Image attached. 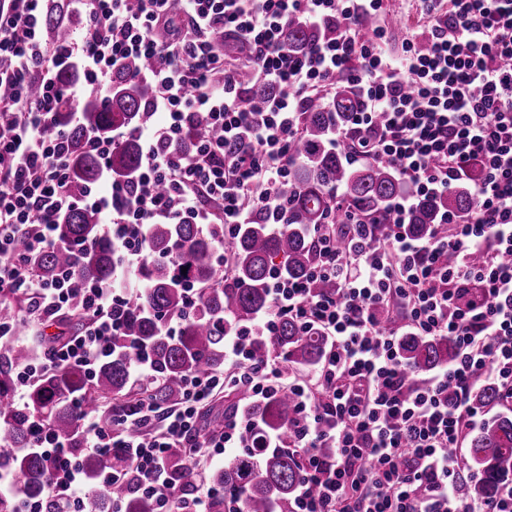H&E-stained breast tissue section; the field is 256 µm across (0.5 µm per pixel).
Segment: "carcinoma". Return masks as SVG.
Returning <instances> with one entry per match:
<instances>
[{
    "instance_id": "cac0c4a2",
    "label": "carcinoma",
    "mask_w": 512,
    "mask_h": 512,
    "mask_svg": "<svg viewBox=\"0 0 512 512\" xmlns=\"http://www.w3.org/2000/svg\"><path fill=\"white\" fill-rule=\"evenodd\" d=\"M342 21L332 26L314 28L298 20L288 22L284 38L288 46L303 52L322 40L332 38ZM44 30L51 43L67 41L73 31V13L68 0H48L45 5ZM239 80L247 88L243 106L260 111L273 90L254 80L244 71ZM153 87L142 79H131L127 72L116 74L111 95L103 100L89 96L74 104L61 102L56 125L65 132L68 145L69 176L77 186L100 181L104 170L128 175L137 170L141 145L131 137L112 151L108 165L86 148L90 136L106 138L115 127L132 129L144 119L146 103ZM357 107V99L343 78H336V93L329 102L315 101L301 110L303 138L297 145L299 162L292 172L294 188L292 205L288 207V226L273 234L260 222L243 224L229 241L234 259L232 282L224 278L211 261L214 238L205 235L196 224H153L148 230L151 259L138 270L139 286L123 317L124 335L113 340L112 356L101 362L88 376L76 368L51 369L43 373L30 389L23 408L13 402L16 369L30 357L27 346H0V441L17 452L0 456V466L12 470L20 479L22 492L30 498L47 495L46 462L28 450L31 434L27 419L43 416L55 435L66 440L80 454V464L90 479L103 471L119 469L122 459L113 454H83L79 432L78 409H97L112 402V412L133 415L146 399L166 408L184 398L188 376L214 375L224 371L225 341L253 325L259 314L270 305L271 276L279 270L291 280L307 278L314 262L312 240L307 229L322 224L329 214V192L344 191L346 202L371 224L379 223L386 204L400 195L404 186L392 166L373 162L353 165L343 152L329 145L335 128L348 123ZM80 110L79 120L73 112ZM211 133L201 118H195L183 149L187 150L200 136ZM474 205L469 185L461 184L446 194L418 196L407 232L416 238L428 237L435 216L448 211L463 216ZM57 244L31 255L34 273L43 280L60 271L72 269L71 288L78 291L86 281H112L116 263L112 244L99 226L97 211L75 205L62 214L56 227ZM187 273H182V269ZM194 285L203 294L197 307L181 325L176 337L164 335L166 317L185 307V288ZM134 341L149 355L152 373L134 380L132 367L137 363L127 344ZM252 357L262 361L280 356L285 364L313 367L325 350L321 332L303 330L284 318L273 336L251 337ZM401 355L408 366L423 377L449 364L455 356V345L445 337L427 339L420 336L401 338ZM472 400L484 408L501 405L504 395L487 383L472 392ZM225 410L260 420L262 432L256 435L254 447L229 455L224 467L211 473L216 487L241 492L239 512H287L294 496L300 470L298 460L286 448L265 447L264 437L283 430L288 422L291 400L278 396L254 406L235 390L226 392ZM465 455L469 464L480 472L479 481L467 487V494L487 498L504 482L512 481V417L499 416L485 422L471 434ZM167 468L181 493L195 488L193 465L182 453L167 459ZM123 503L126 512H156L153 498L136 494L127 481L119 480L95 489L83 503L84 512H111L112 502Z\"/></svg>"
}]
</instances>
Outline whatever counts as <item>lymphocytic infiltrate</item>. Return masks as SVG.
I'll use <instances>...</instances> for the list:
<instances>
[{
	"label": "lymphocytic infiltrate",
	"mask_w": 512,
	"mask_h": 512,
	"mask_svg": "<svg viewBox=\"0 0 512 512\" xmlns=\"http://www.w3.org/2000/svg\"><path fill=\"white\" fill-rule=\"evenodd\" d=\"M44 2L0 0V88L9 91L0 95V299L27 301L29 318L40 322L76 306L87 321L82 334L18 372L14 403L25 405L49 369L94 373L122 333L119 311L129 300L113 284L92 280L77 294L69 272L49 282L34 275L28 257L53 245L60 215L78 203L97 210L119 257L115 281L148 259L153 224L215 233L214 260L232 268L223 242L240 225L258 220L272 233L284 230L300 110L330 100L341 76L361 108L330 144L349 163L395 168L407 191L388 203L390 222L344 212V237L335 224L310 225L311 278L273 276L268 311L225 344L224 373L189 376L177 406L146 402L138 417H114L108 428L81 412L84 445L101 454L121 449L136 491L154 497L157 512H209L214 499L231 503L234 493L211 486L182 500L165 466L170 450L198 462L252 447L260 427L253 418L228 415L221 431L202 432L199 410L216 388L242 390L254 402L285 394L293 400L287 426L266 445L300 458L288 512H512V482L489 499L463 491L476 477L463 453L482 413L473 390L486 382L512 397V0H448L445 12L428 11L425 29L398 57L386 49L385 27L364 26L383 0H71L85 24L60 45L42 38ZM297 18L343 26L299 54L282 40ZM228 37L247 46L245 61L225 55ZM139 61L149 62L144 77L154 88L143 123L87 141L104 160L136 136L143 150L133 180L112 178L104 193L75 188L55 123L59 100H78L87 86L107 94L112 76ZM70 65L82 83L67 90L57 73ZM244 70L274 90L263 111L241 106ZM198 116L216 134L182 151ZM465 176L475 198L467 215L441 214L426 239L405 234L417 195L448 192ZM21 239L23 253L15 249ZM323 279L336 290H318ZM285 317L325 336L316 368L288 371L279 357L252 358L251 337L272 335ZM407 334L451 339L453 362L418 377L400 353ZM158 415L161 431L140 432ZM30 428L33 450L48 463V494L65 512H81L92 484L120 479L115 470L89 482L45 419Z\"/></svg>",
	"instance_id": "1"
}]
</instances>
